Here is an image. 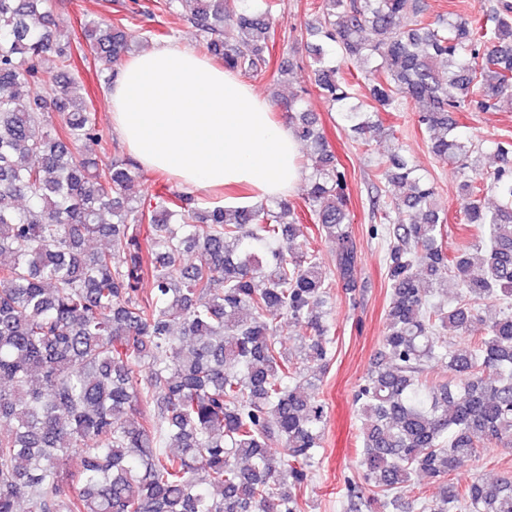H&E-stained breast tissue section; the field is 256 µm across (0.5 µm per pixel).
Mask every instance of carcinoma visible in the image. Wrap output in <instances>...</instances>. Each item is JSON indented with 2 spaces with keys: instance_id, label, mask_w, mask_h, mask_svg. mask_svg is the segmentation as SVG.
Instances as JSON below:
<instances>
[{
  "instance_id": "cac0c4a2",
  "label": "carcinoma",
  "mask_w": 512,
  "mask_h": 512,
  "mask_svg": "<svg viewBox=\"0 0 512 512\" xmlns=\"http://www.w3.org/2000/svg\"><path fill=\"white\" fill-rule=\"evenodd\" d=\"M279 6L165 3L195 28L200 50L244 76L266 71L270 50L289 42ZM157 9L133 0L78 37L50 0H0V512L24 501L28 512H301L296 491L321 448L324 406L282 336L305 326L303 361L327 369L330 289L355 288L359 251L345 169L303 96L274 94L312 149L305 207L331 244L332 270L300 245L274 247L301 232L287 199L226 209L185 192L133 198L126 164L82 150L105 139L81 85L53 76L83 50L116 73L132 54L128 24L147 40L171 36L156 27ZM424 11L423 0H321L300 29L315 87L361 145L394 136L380 111L409 99L438 160L466 168L486 147L499 162L460 185L475 257L448 252L434 183L399 144L387 157L388 202L373 207L371 234L387 243L389 302L380 351L354 393L361 476L346 484V512H399L393 491L414 475L442 483L422 512H512V473L447 481L482 450L512 447V307L480 311L512 299V144L464 137L454 118L512 106V0L491 5V30ZM349 66L364 73L365 94ZM392 209L413 222L391 223ZM96 236L107 245L89 248ZM146 277L149 298L139 295ZM450 279L459 294L445 310L431 297ZM436 358L448 360L445 382L427 378ZM74 452L77 492L61 477Z\"/></svg>"
}]
</instances>
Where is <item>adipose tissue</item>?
Returning a JSON list of instances; mask_svg holds the SVG:
<instances>
[{
	"mask_svg": "<svg viewBox=\"0 0 512 512\" xmlns=\"http://www.w3.org/2000/svg\"><path fill=\"white\" fill-rule=\"evenodd\" d=\"M112 129L138 163L181 184L248 188L227 207L286 197L301 182L299 146L275 105L185 46L127 60L108 89Z\"/></svg>",
	"mask_w": 512,
	"mask_h": 512,
	"instance_id": "adipose-tissue-1",
	"label": "adipose tissue"
}]
</instances>
